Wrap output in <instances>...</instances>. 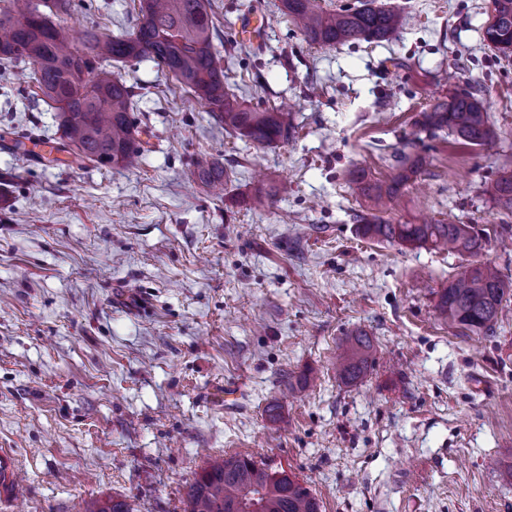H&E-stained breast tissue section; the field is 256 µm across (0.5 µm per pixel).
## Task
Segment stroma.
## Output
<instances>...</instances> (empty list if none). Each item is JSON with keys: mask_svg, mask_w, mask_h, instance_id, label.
Returning a JSON list of instances; mask_svg holds the SVG:
<instances>
[{"mask_svg": "<svg viewBox=\"0 0 512 512\" xmlns=\"http://www.w3.org/2000/svg\"><path fill=\"white\" fill-rule=\"evenodd\" d=\"M226 84L251 108L294 104L288 142L225 130L152 60L113 70L138 93L137 165H51L57 141L29 68L0 64V448L23 485L0 512H85L128 497L184 512L215 456L307 483L322 512H512V297L494 336L448 326L437 293L464 257L362 238L350 173L386 181L396 149L426 157L393 217L475 224L512 280V225L488 193L512 167V56L489 50L491 0H377L400 36L309 43L280 8L242 39L250 0H210ZM139 0H73L76 31H132ZM480 91L493 147L425 131L422 112ZM224 167L216 195L197 165ZM273 208L245 204L257 190ZM374 341L342 383L339 339ZM314 377L313 385L303 383Z\"/></svg>", "mask_w": 512, "mask_h": 512, "instance_id": "obj_1", "label": "stroma"}]
</instances>
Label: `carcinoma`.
<instances>
[{
    "mask_svg": "<svg viewBox=\"0 0 512 512\" xmlns=\"http://www.w3.org/2000/svg\"><path fill=\"white\" fill-rule=\"evenodd\" d=\"M289 17L305 39L321 47L357 41L396 39L402 29L399 11L360 0L352 9L327 12L317 0H282ZM492 22L483 33L485 45L512 54V0H492ZM70 0H8L0 11V60L32 65L31 83L43 99L61 113L62 136L57 151L74 160L98 165L131 164L139 156L130 119L135 88L112 75V63L148 58L192 95L194 103L242 138L269 146L292 137L288 113L257 111L245 106L224 84L215 41L220 35L208 12L209 0H140V15L132 33L112 36L87 28L73 35L50 15L69 11ZM52 14L45 13V10ZM425 129H448L463 143L482 146L495 133L476 92L454 93L422 113ZM425 159L396 151L394 173L385 183L358 174L360 193L370 202L367 214L356 216L359 233L378 242L428 246L459 256L485 250L487 236L473 224L425 221L397 224L391 216L401 189L423 167ZM197 179L208 188L224 186V168L200 165ZM488 193L499 208L512 212V170L502 171ZM512 283L490 264L461 267L448 287L438 293L436 310L448 325L476 335L492 336ZM372 340L352 331L337 344L336 375L346 383L359 380L368 368ZM255 500L262 512H320L319 500L294 475H284L249 456L214 458L190 484L185 512H245ZM87 512H135L122 499L95 501Z\"/></svg>",
    "mask_w": 512,
    "mask_h": 512,
    "instance_id": "cac0c4a2",
    "label": "carcinoma"
}]
</instances>
